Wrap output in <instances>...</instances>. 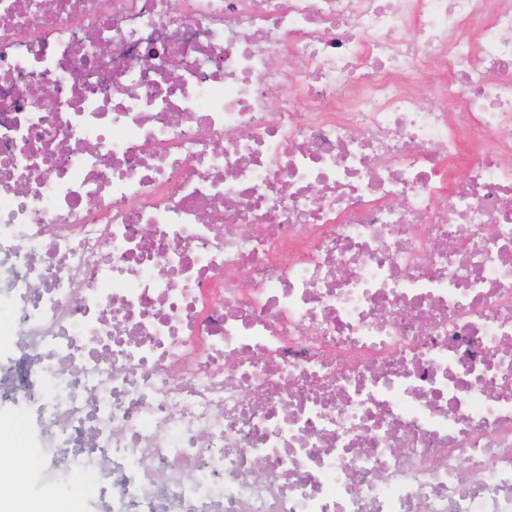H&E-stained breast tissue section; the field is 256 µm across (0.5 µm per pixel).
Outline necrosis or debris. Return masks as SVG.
I'll use <instances>...</instances> for the list:
<instances>
[{"label":"necrosis or debris","mask_w":512,"mask_h":512,"mask_svg":"<svg viewBox=\"0 0 512 512\" xmlns=\"http://www.w3.org/2000/svg\"><path fill=\"white\" fill-rule=\"evenodd\" d=\"M0 289L98 512H512V0H0Z\"/></svg>","instance_id":"4bbe7bcc"}]
</instances>
